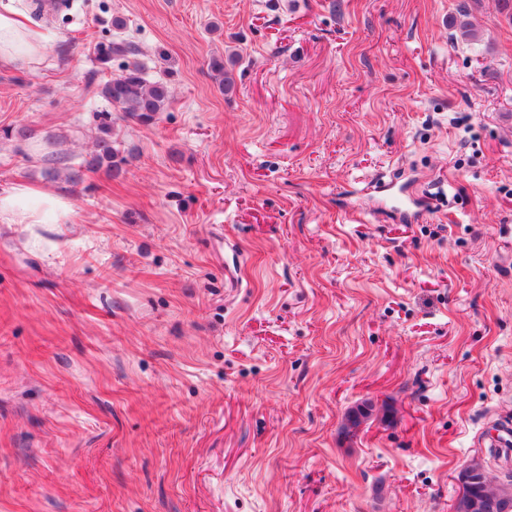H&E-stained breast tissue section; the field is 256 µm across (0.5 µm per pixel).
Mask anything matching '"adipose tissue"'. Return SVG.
Returning <instances> with one entry per match:
<instances>
[{"label":"adipose tissue","mask_w":512,"mask_h":512,"mask_svg":"<svg viewBox=\"0 0 512 512\" xmlns=\"http://www.w3.org/2000/svg\"><path fill=\"white\" fill-rule=\"evenodd\" d=\"M45 50L40 33L11 5L0 4V61L37 59ZM72 213L67 200L26 183L0 193V224H65Z\"/></svg>","instance_id":"1"}]
</instances>
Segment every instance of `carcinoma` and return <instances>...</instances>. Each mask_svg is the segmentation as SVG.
Masks as SVG:
<instances>
[{
	"instance_id": "cac0c4a2",
	"label": "carcinoma",
	"mask_w": 512,
	"mask_h": 512,
	"mask_svg": "<svg viewBox=\"0 0 512 512\" xmlns=\"http://www.w3.org/2000/svg\"><path fill=\"white\" fill-rule=\"evenodd\" d=\"M135 56L137 49L129 43H111L100 49V60L106 64L112 56ZM211 70L218 77L219 88L229 93L234 85L230 71L224 68V61H211ZM100 94L112 107L140 124L154 123L157 115L165 111L170 100L171 90L164 80L150 81L145 77L144 67L137 61H130L117 76H113L100 85ZM99 130L102 136L97 139V151L86 162L89 170L106 168L107 172L119 168L117 154L112 148L110 137L112 128V113H100ZM370 416L369 407L359 406L347 415L346 434L355 435L362 423ZM476 473L474 493L482 499L483 512H502L503 498L512 500V483L502 482L497 486L491 485L486 478L485 468L480 463L472 464Z\"/></svg>"
}]
</instances>
